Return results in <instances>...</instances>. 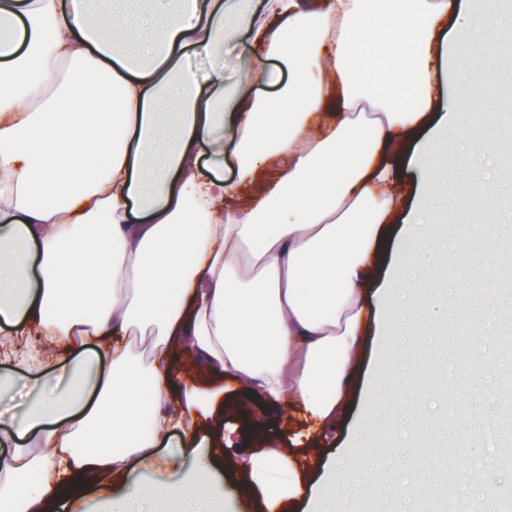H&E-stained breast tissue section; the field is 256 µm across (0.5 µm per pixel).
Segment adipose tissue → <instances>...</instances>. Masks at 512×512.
I'll use <instances>...</instances> for the list:
<instances>
[{"label": "adipose tissue", "instance_id": "obj_1", "mask_svg": "<svg viewBox=\"0 0 512 512\" xmlns=\"http://www.w3.org/2000/svg\"><path fill=\"white\" fill-rule=\"evenodd\" d=\"M89 3L0 0V361L39 393L0 416V512L77 494L124 512H219L209 456L158 448L220 427L228 385L293 408L312 438L346 413L379 321L369 289L387 227L407 204L440 205L448 182L411 134L438 102L474 155L503 144L471 137L492 118L482 107L458 128L442 87L454 59L512 72V51L475 33L511 31L512 0H477L451 35L456 0H263V39L288 78L231 105L223 72L190 58L223 54L252 20L246 0ZM424 282L393 278L381 297L417 293L402 323L416 371L421 314L445 310ZM179 352L208 386L184 381ZM243 465L265 512L300 498L311 468L272 448ZM160 467L144 488L140 473Z\"/></svg>", "mask_w": 512, "mask_h": 512}]
</instances>
